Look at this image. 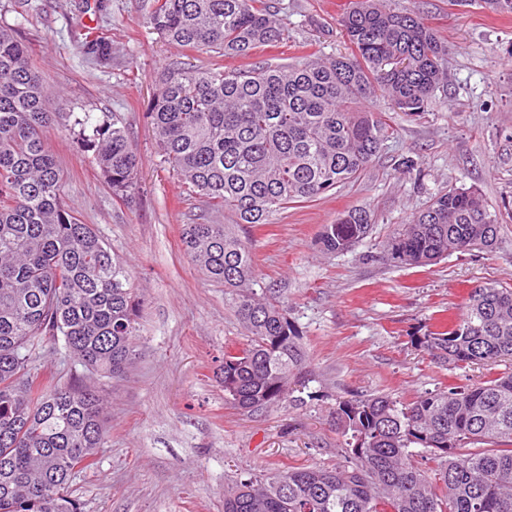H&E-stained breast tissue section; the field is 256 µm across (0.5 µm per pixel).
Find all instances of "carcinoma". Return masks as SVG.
<instances>
[{
    "label": "carcinoma",
    "instance_id": "carcinoma-1",
    "mask_svg": "<svg viewBox=\"0 0 512 512\" xmlns=\"http://www.w3.org/2000/svg\"><path fill=\"white\" fill-rule=\"evenodd\" d=\"M388 2L356 0L338 19L351 52L327 61L164 73L147 107L164 162L213 209L255 226L358 178L389 133L363 105L381 93L406 116L424 113L448 55L420 15ZM148 19L168 42L225 58L245 59L285 36L268 0H152ZM81 48L112 64L104 33H85ZM31 54L0 27V512H83L69 485L106 447L103 400L37 358L62 350L90 372L122 375L136 356L144 299L125 262L63 203L64 174L47 146L55 95ZM74 125L112 194L133 199L141 157L124 127L89 112ZM500 217L475 189L442 191L392 234L383 258L421 267L490 251ZM372 224L368 208L350 209L315 244L343 252ZM181 241L224 285L250 336L246 347L224 350V399L249 411L287 401L306 369L288 306L258 297L250 250L228 225L185 224ZM416 343L442 366L512 361V287L473 288L460 317ZM334 414L349 436L347 464L236 480L224 512H512L511 371L408 404L385 395L343 400Z\"/></svg>",
    "mask_w": 512,
    "mask_h": 512
}]
</instances>
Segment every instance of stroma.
Returning a JSON list of instances; mask_svg holds the SVG:
<instances>
[{"label":"stroma","mask_w":512,"mask_h":512,"mask_svg":"<svg viewBox=\"0 0 512 512\" xmlns=\"http://www.w3.org/2000/svg\"><path fill=\"white\" fill-rule=\"evenodd\" d=\"M101 13L76 0H0V26L33 48V63L58 95L48 146L64 172L63 200L93 225L129 265L145 299L139 356L119 379L91 376L105 405L110 441L92 469L75 475L71 494L84 512H224V490L267 469L343 464L344 439L331 412L338 401L387 395L411 402L449 383L471 384L485 366L434 363L416 339L462 312L484 282L512 286V211L493 252L454 253L434 265L399 267L383 258L392 233L435 194L477 188L489 205L512 208V14L478 0H392L421 15L450 46L448 86L427 112L407 117L386 97L368 103L392 128L360 177L271 223L243 226L257 291L284 301L303 332L307 387L293 401L241 411L224 401L220 360L247 332L185 253L183 225L231 223L188 195L169 169L147 119V105L168 69L205 68L214 54L165 41L149 24V0H104ZM286 36L256 49L244 64L285 65L347 53L336 25L353 0H270ZM112 37V63L80 48L86 27ZM118 119L141 155L133 202L115 197L77 141L76 116ZM365 207L370 234L330 254L314 241L323 225Z\"/></svg>","instance_id":"1"}]
</instances>
